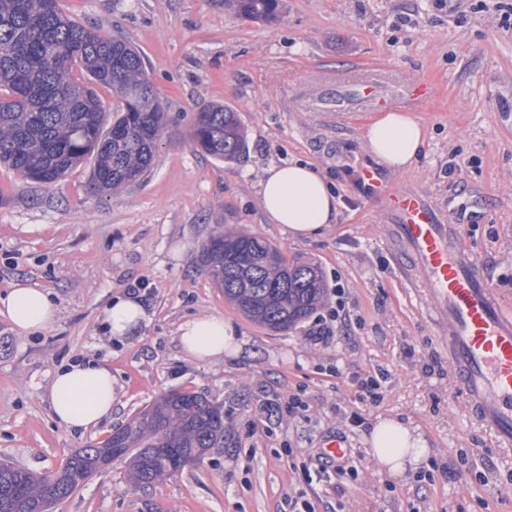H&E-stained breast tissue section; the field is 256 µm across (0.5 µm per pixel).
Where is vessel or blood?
Listing matches in <instances>:
<instances>
[{
    "label": "vessel or blood",
    "instance_id": "1",
    "mask_svg": "<svg viewBox=\"0 0 512 512\" xmlns=\"http://www.w3.org/2000/svg\"><path fill=\"white\" fill-rule=\"evenodd\" d=\"M378 199L398 217V247L409 277L419 279L438 321L449 323L456 390L502 447L512 446V312L489 288L479 259L455 242L424 195L379 186Z\"/></svg>",
    "mask_w": 512,
    "mask_h": 512
}]
</instances>
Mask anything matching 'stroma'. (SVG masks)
Wrapping results in <instances>:
<instances>
[{"label": "stroma", "mask_w": 512, "mask_h": 512, "mask_svg": "<svg viewBox=\"0 0 512 512\" xmlns=\"http://www.w3.org/2000/svg\"><path fill=\"white\" fill-rule=\"evenodd\" d=\"M70 18L141 52L166 112L153 167L112 194L91 183L92 160L61 180L37 183L0 165V292L27 282L51 293L54 324L21 336L0 315V460L41 473L106 440L138 410L173 389L224 411V444L199 463L145 488L113 461L55 512H289L305 491L316 512H512V447L498 446L454 390L451 329L437 323L417 284L398 266L394 212L366 194L365 173L426 196L440 214H471L460 246L479 257L489 288L512 308V0H280L273 23L237 16L224 0H61ZM329 74L342 113L326 112L311 87ZM391 92L434 87L414 117L425 130L419 159L393 172L367 149L382 111L354 92L351 74ZM235 108L247 137L240 162L192 145L202 108ZM301 161L330 182L335 224L293 241L260 209L269 164ZM240 228L280 247L287 260L320 266L345 289L344 320L328 344L309 322L278 333L248 320L200 265L217 232ZM139 287L149 313L139 336L107 340L103 312ZM223 316L246 345L218 363L186 358L177 329ZM107 359L117 382L112 419L78 433L53 418L58 367ZM381 381L379 401L360 399L354 375ZM300 396L306 409L269 411ZM419 427L426 461L388 476L367 439L378 415ZM342 441L349 469L305 483L292 462L318 469L323 441Z\"/></svg>", "instance_id": "1"}]
</instances>
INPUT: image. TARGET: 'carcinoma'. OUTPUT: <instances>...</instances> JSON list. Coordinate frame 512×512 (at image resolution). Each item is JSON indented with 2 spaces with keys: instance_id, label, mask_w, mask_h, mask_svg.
<instances>
[{
  "instance_id": "obj_1",
  "label": "carcinoma",
  "mask_w": 512,
  "mask_h": 512,
  "mask_svg": "<svg viewBox=\"0 0 512 512\" xmlns=\"http://www.w3.org/2000/svg\"><path fill=\"white\" fill-rule=\"evenodd\" d=\"M246 19L273 22L279 0H225ZM116 92L122 113L106 123L97 88ZM165 114L141 53L63 13L59 0H0V163L23 177L52 183L86 156H95L100 189L139 181L152 167ZM192 143L218 161L246 153L233 108L211 104L197 113ZM204 270L224 298L271 331L308 318L327 287L312 263L288 262L280 248L254 234L227 230L202 249ZM120 434L128 452V479L150 485L177 472L173 460L200 462L224 443V413L198 394L168 391L136 413ZM109 447L76 452L64 468L43 475L0 463V512H45L69 497L75 477Z\"/></svg>"
}]
</instances>
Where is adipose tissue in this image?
I'll return each instance as SVG.
<instances>
[{
	"label": "adipose tissue",
	"instance_id": "ef3b65f1",
	"mask_svg": "<svg viewBox=\"0 0 512 512\" xmlns=\"http://www.w3.org/2000/svg\"><path fill=\"white\" fill-rule=\"evenodd\" d=\"M366 142L381 161L403 170L418 159L425 137L415 118L392 111L369 124ZM257 192L266 220L278 225L290 239L316 238L336 221L335 194L325 179L304 163L269 166ZM57 313L49 293L29 284L14 283L0 294V315L9 319L19 335L47 329ZM147 319L144 302L128 294L107 307L104 327L109 336L121 339L135 335ZM178 332L184 352L200 362L237 356L245 345L234 327L214 314L189 318ZM50 392L53 416L67 429L87 430L112 417L115 389L112 368L106 361H80L58 369ZM368 444L382 470L393 475L416 468L428 453V441L419 429L393 416L377 418Z\"/></svg>",
	"mask_w": 512,
	"mask_h": 512
}]
</instances>
